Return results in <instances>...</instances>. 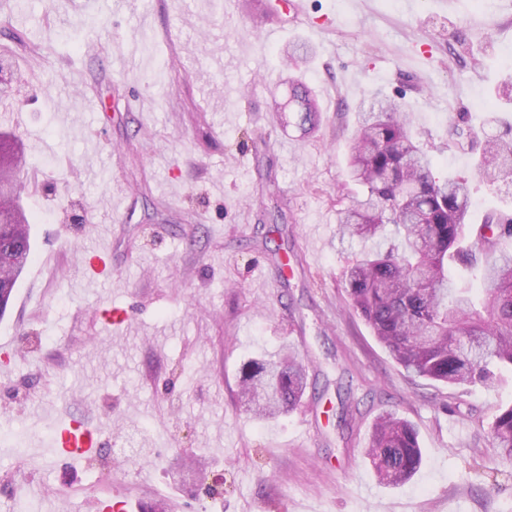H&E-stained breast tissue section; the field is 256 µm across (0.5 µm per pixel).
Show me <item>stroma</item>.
<instances>
[{
  "mask_svg": "<svg viewBox=\"0 0 512 512\" xmlns=\"http://www.w3.org/2000/svg\"><path fill=\"white\" fill-rule=\"evenodd\" d=\"M23 0L0 19V59L21 101L0 132L23 140L20 203L33 260L0 319V512H512V474L490 424L512 382L487 390L410 379L346 304L360 253L337 212L357 105L378 93L410 114L435 160L471 185L470 223L512 202L472 158L512 122V9L502 0H303L304 22L255 50L263 0ZM148 42L135 67L120 57ZM304 41L313 59L289 68ZM322 111L286 124L288 81ZM470 130L465 144L451 136ZM103 248L110 273L79 264ZM289 257L287 268L278 258ZM126 318L107 322L102 309ZM293 350L309 369L293 412L237 403L241 369ZM395 410L422 463L400 487L366 457ZM96 453L44 443L70 417Z\"/></svg>",
  "mask_w": 512,
  "mask_h": 512,
  "instance_id": "obj_1",
  "label": "stroma"
}]
</instances>
